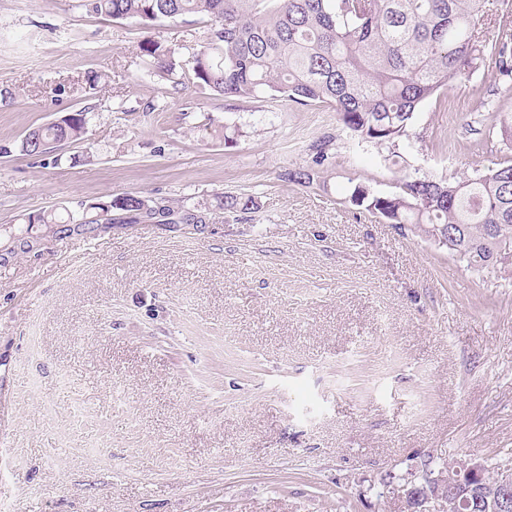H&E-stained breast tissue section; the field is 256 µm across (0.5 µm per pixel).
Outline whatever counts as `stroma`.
Returning a JSON list of instances; mask_svg holds the SVG:
<instances>
[{
    "label": "stroma",
    "instance_id": "stroma-1",
    "mask_svg": "<svg viewBox=\"0 0 512 512\" xmlns=\"http://www.w3.org/2000/svg\"><path fill=\"white\" fill-rule=\"evenodd\" d=\"M82 2L0 0V506L405 512L388 487L418 486L427 463L512 474V257L473 273L349 200L354 181L494 167L493 63L419 105L395 165L328 104L151 73L143 41L199 45L209 19ZM76 110L82 140L22 152ZM298 166L313 185L283 180ZM124 194L210 219L93 237L25 224ZM223 194L255 206L219 213ZM27 231L34 250L7 253Z\"/></svg>",
    "mask_w": 512,
    "mask_h": 512
}]
</instances>
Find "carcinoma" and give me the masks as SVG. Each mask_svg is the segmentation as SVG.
Instances as JSON below:
<instances>
[{
    "instance_id": "carcinoma-1",
    "label": "carcinoma",
    "mask_w": 512,
    "mask_h": 512,
    "mask_svg": "<svg viewBox=\"0 0 512 512\" xmlns=\"http://www.w3.org/2000/svg\"><path fill=\"white\" fill-rule=\"evenodd\" d=\"M485 0H84V7L113 20L205 15L214 28L193 49V65L181 80L224 97L282 95L299 105L327 103L351 139L391 150L409 137L418 106L476 70L486 54L496 57V80L512 83V50L489 46L483 30ZM163 73H171L173 51L148 42L140 46ZM81 112L27 134V155L42 153L45 143L83 139ZM493 127L512 149V113L494 110ZM281 178L310 185V168L285 170ZM350 201L387 224H410L431 240L457 228L450 251L480 273L512 251V160L487 171L476 169L463 180L407 176L395 190L383 192L363 183L350 189ZM184 215L191 224L206 223L196 207L157 203L137 195L93 202L82 212H39L28 224H79L88 233L98 224L144 222L143 204ZM249 196H219L225 212L252 210Z\"/></svg>"
}]
</instances>
